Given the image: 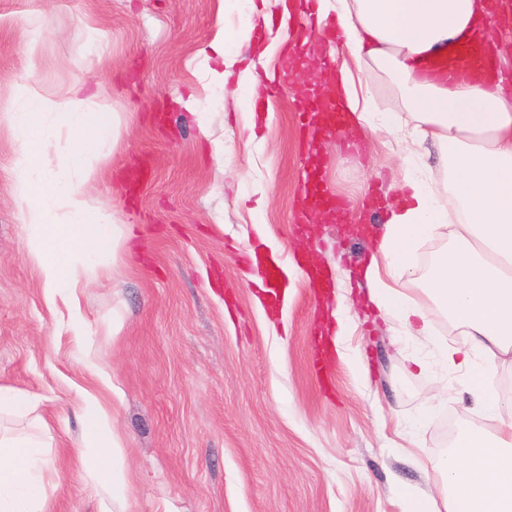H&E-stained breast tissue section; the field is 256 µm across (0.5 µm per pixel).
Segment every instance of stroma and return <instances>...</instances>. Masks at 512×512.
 I'll list each match as a JSON object with an SVG mask.
<instances>
[{"mask_svg":"<svg viewBox=\"0 0 512 512\" xmlns=\"http://www.w3.org/2000/svg\"><path fill=\"white\" fill-rule=\"evenodd\" d=\"M248 22L263 27L221 13L219 0H0V98L26 80L57 93L86 79L120 122L117 143L98 146L105 162L87 192L95 202L111 188L123 245L111 274L51 296L12 189L20 139L0 120V387L32 399L0 426L45 442V512H403V492L436 493L435 473L416 461L445 453L449 424L497 432L438 353L464 342L463 327L436 310L432 336L396 335L360 285L382 223L365 204L388 202L398 163L382 135L362 133L358 153L335 140L317 157L300 152L301 88L329 95L308 66L252 130L242 97L206 90L207 67L222 59L204 49ZM38 25L31 58L25 36ZM136 165L147 175L133 191ZM311 167L349 208L297 230ZM256 182L268 186L261 206ZM248 247L283 268L288 298L275 313L239 265ZM83 394L112 416L123 497L79 462Z\"/></svg>","mask_w":512,"mask_h":512,"instance_id":"1","label":"stroma"}]
</instances>
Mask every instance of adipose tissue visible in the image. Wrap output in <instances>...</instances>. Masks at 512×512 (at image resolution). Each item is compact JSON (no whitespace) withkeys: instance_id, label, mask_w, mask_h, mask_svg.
<instances>
[{"instance_id":"ef3b65f1","label":"adipose tissue","mask_w":512,"mask_h":512,"mask_svg":"<svg viewBox=\"0 0 512 512\" xmlns=\"http://www.w3.org/2000/svg\"><path fill=\"white\" fill-rule=\"evenodd\" d=\"M488 9V0H318L317 6L319 20L335 18L349 52L331 75V99L349 122L391 135L401 157L392 175L397 201L362 268L367 297L398 335H431L428 313L411 302L402 281L422 241L450 229L453 245L422 290L466 329L468 346L443 349L444 361L469 373L473 400L500 419L494 436L460 434L432 464L442 477L443 502L413 496L408 512H512V398L486 385L480 363L512 356V275L499 266L512 264V90L451 83L422 69L430 56L485 41L477 22ZM373 68L395 85L406 116L380 110L368 77ZM87 87L78 80L59 95L26 81L8 108L12 127L26 136L13 163L14 191L25 204L28 253L49 291L110 270L121 246L110 204H91L84 192L102 162L97 144L120 136L111 98L90 104ZM49 137L63 158L56 169L42 158ZM430 144L446 176L441 195L428 182ZM84 417L98 452L83 465L106 487L126 493L113 463L111 415L89 398ZM42 445L37 436L0 431V512H44Z\"/></svg>"}]
</instances>
